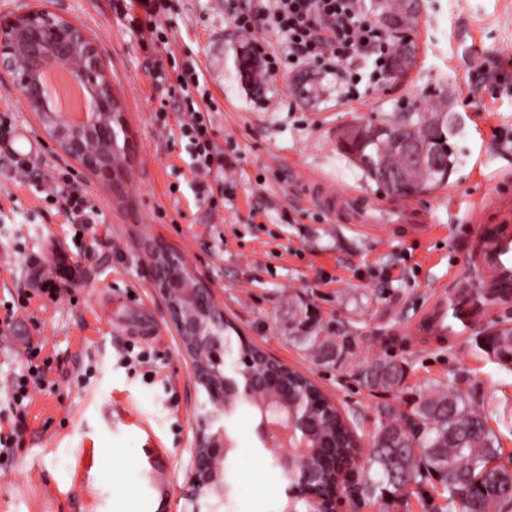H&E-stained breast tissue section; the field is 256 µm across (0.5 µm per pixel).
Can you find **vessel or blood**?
Wrapping results in <instances>:
<instances>
[{
    "label": "vessel or blood",
    "instance_id": "vessel-or-blood-1",
    "mask_svg": "<svg viewBox=\"0 0 512 512\" xmlns=\"http://www.w3.org/2000/svg\"><path fill=\"white\" fill-rule=\"evenodd\" d=\"M21 159L34 157L39 143L23 129L16 130L8 141L0 142V151ZM302 182L309 188L311 202L318 208L338 216L342 223L361 224L376 228L381 224L383 213L394 216L397 226L417 231L431 228V218L413 206L383 205L376 197L355 188H335L331 180L323 175L305 174ZM468 265L476 287L493 289L496 296H512V221L502 220L497 224H480L475 228V237L468 249ZM465 305L466 300L456 292L438 295L417 327L429 336L448 335V304ZM163 449H154L144 472L145 483L150 492H162L166 486L165 468L160 460Z\"/></svg>",
    "mask_w": 512,
    "mask_h": 512
}]
</instances>
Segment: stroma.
<instances>
[{
  "label": "stroma",
  "instance_id": "obj_1",
  "mask_svg": "<svg viewBox=\"0 0 512 512\" xmlns=\"http://www.w3.org/2000/svg\"><path fill=\"white\" fill-rule=\"evenodd\" d=\"M40 4L97 41L128 122L130 174L120 187L102 184L43 142L37 117L16 105L11 80L0 74V111L42 141L24 178L0 153V417L24 424L13 452L0 456V512H187L183 492L204 394L157 297L148 238L183 257L242 335L309 377L362 446L381 415L409 413L419 393L450 380L478 390L502 447L512 451V367L482 351L485 325L448 337L408 327L449 274L468 285L473 226L512 218V85L496 83L497 73H512V0H422L410 33L416 67L403 79L387 69L373 79L371 58L357 59L361 96L351 101L313 66L280 69L253 92L237 72L241 46L261 60L286 45L264 24L239 32L228 0H172L169 44L154 55L110 0H0V16ZM189 60L203 72L224 151L211 205L192 190L178 128L184 115L149 77L155 62L171 69ZM301 80L313 85L312 97L295 93ZM443 98L458 118L459 161L447 184L408 198L430 211L431 232L374 233L332 221L291 185L289 173L300 167L389 199L342 155L338 130L356 119L424 113ZM61 168L88 191L99 223H78L50 200ZM39 272L54 275L64 295L34 294ZM294 299L315 311L325 335L351 337L348 363L313 359L289 340ZM33 349L50 365L18 409L10 385ZM381 355L404 371L388 391L366 388L357 375L360 362ZM236 436L231 503L219 512H282L288 482L249 415L238 416ZM151 448L167 452L168 491L148 510L142 483ZM439 489L428 475L389 501L356 492L349 512H446Z\"/></svg>",
  "mask_w": 512,
  "mask_h": 512
}]
</instances>
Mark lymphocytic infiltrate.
<instances>
[{
  "mask_svg": "<svg viewBox=\"0 0 512 512\" xmlns=\"http://www.w3.org/2000/svg\"><path fill=\"white\" fill-rule=\"evenodd\" d=\"M112 7L136 31L144 33V45H168V0H112ZM262 18L285 35L289 67L316 65L334 75L337 85L346 90L357 80L344 72V62L384 38L375 16L364 10L362 0H245L234 21L238 29L250 33ZM200 76L192 63L186 64L173 82L164 66H154L151 72L156 83L166 84L167 95L179 111L190 115L188 121L180 123V135L187 139L193 157L196 193L206 199L214 195L206 178L223 172L224 153L213 138L208 110L193 99L194 91L201 88Z\"/></svg>",
  "mask_w": 512,
  "mask_h": 512,
  "instance_id": "1",
  "label": "lymphocytic infiltrate"
}]
</instances>
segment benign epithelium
Returning <instances> with one entry per match:
<instances>
[{
    "label": "benign epithelium",
    "instance_id": "7a95c632",
    "mask_svg": "<svg viewBox=\"0 0 512 512\" xmlns=\"http://www.w3.org/2000/svg\"><path fill=\"white\" fill-rule=\"evenodd\" d=\"M79 62L75 79L87 90L91 99L88 117L80 124H73L50 105L52 93L41 80V71L48 63L68 64ZM0 72L7 73L21 93L28 109L35 107L51 124L45 129L46 138L67 157L76 161L88 174L103 182H116L125 171V158L104 155L101 149L110 147L114 140L128 141L124 116L115 112L112 92L102 94L98 82L105 75L97 43L76 24L59 15L33 10L22 15L0 18ZM163 265L155 266V285L165 300L175 330L180 337L184 354L196 359L197 347L207 345L218 359L224 354V310L215 301L211 289L187 270L181 269V258L163 245L151 246ZM209 320L214 331L202 333L201 319ZM195 382L206 386L205 410L198 419V441L194 452L192 471L186 483L185 498L192 505V512L210 507L212 498L207 488L220 478L212 467V460L224 457V444L217 441L223 429L214 424L223 413L212 407L224 406L227 383L236 381L249 390L251 381L239 365L233 373L224 374L218 381L193 370ZM260 431L268 444L278 449L283 465L290 456L293 431L279 420L266 421ZM360 485L359 472L349 466L340 470L338 486L356 490Z\"/></svg>",
    "mask_w": 512,
    "mask_h": 512
}]
</instances>
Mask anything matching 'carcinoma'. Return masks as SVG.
Here are the masks:
<instances>
[{
  "label": "carcinoma",
  "mask_w": 512,
  "mask_h": 512,
  "mask_svg": "<svg viewBox=\"0 0 512 512\" xmlns=\"http://www.w3.org/2000/svg\"><path fill=\"white\" fill-rule=\"evenodd\" d=\"M382 26L412 29L418 23L417 0H374ZM400 73L417 64L414 42L399 41L394 49ZM238 67L247 83L257 85L262 73L249 50L238 55ZM457 120L448 103L441 101L430 113L406 112L379 127L368 126L338 142L349 161L375 182L385 177L400 181L394 194L409 197L438 187L448 179L456 162L450 139ZM423 139V151L438 158L411 159L413 141ZM288 332L293 342L313 357L354 356L351 338L334 340L322 335L317 316L302 302L289 305ZM231 322L224 324V348L245 357L242 369L264 383L253 394L240 392L224 399V418L247 410L256 425L270 415L288 421L295 432L298 457L319 463L311 489L322 494L337 481V463L343 459L360 468L362 493L390 498L423 474L435 476L448 498V512H512V456L504 455L496 431L475 396L454 386L440 385L418 395L410 414L402 420L385 415L376 421L375 435L366 458H360L355 438L346 422L320 390L302 373L271 363L242 336L231 344ZM483 351L502 365H512V328L498 327L486 333ZM359 378L368 388L389 390L398 385L403 370L391 359L378 358L359 367Z\"/></svg>",
  "instance_id": "obj_1"
}]
</instances>
